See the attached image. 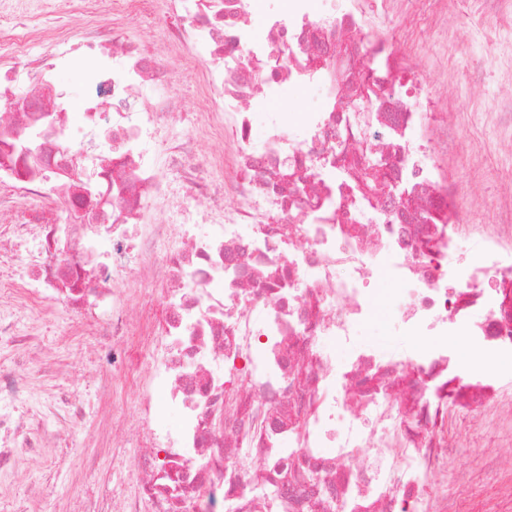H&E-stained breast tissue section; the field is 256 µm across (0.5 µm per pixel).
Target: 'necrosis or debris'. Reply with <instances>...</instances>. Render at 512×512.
<instances>
[{
	"label": "necrosis or debris",
	"mask_w": 512,
	"mask_h": 512,
	"mask_svg": "<svg viewBox=\"0 0 512 512\" xmlns=\"http://www.w3.org/2000/svg\"><path fill=\"white\" fill-rule=\"evenodd\" d=\"M159 1L0 0V346L30 351L24 372L0 363V477L32 431L84 417L78 391L38 396L37 327L63 313L121 339L94 351L101 389L143 392L110 426L138 481L92 512H470L491 456L505 481L488 500L512 512V394L487 401L492 373L448 378L462 348L512 370V180L457 268L460 213L431 174L448 140L409 138L448 115L388 40L355 39L326 0H163L180 25L134 39ZM61 4L79 28L56 23ZM78 57L76 100L58 75ZM186 79L193 112L171 91ZM292 84L316 95L299 138L267 109ZM214 139L230 150L200 159ZM365 146L386 189L365 186ZM383 279L419 345L337 367L331 344L374 319Z\"/></svg>",
	"instance_id": "1"
}]
</instances>
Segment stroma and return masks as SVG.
<instances>
[{"mask_svg":"<svg viewBox=\"0 0 512 512\" xmlns=\"http://www.w3.org/2000/svg\"><path fill=\"white\" fill-rule=\"evenodd\" d=\"M328 8L357 7L363 38H392L394 48L411 59L426 79L447 72L448 84L438 88L439 105L454 121L448 127V157L442 172L456 191V203L470 224L493 223L503 177L512 173V88L502 71L512 64V26L503 25L504 0H457L447 24L431 19L414 26L408 9L385 16L369 10L365 0H328ZM358 343L394 353L414 347L415 340L391 323L363 324ZM99 343L95 336H77L67 316L45 322L39 345L56 361L41 392L51 395L71 388L82 394L86 417L81 429L85 449L74 452L62 444L27 451L14 470L0 505L6 512H76L78 497L88 493L122 494L134 484L130 468L112 463V439L107 424L112 404L136 408L137 392L117 385L116 395L101 393L98 368L90 357Z\"/></svg>","mask_w":512,"mask_h":512,"instance_id":"stroma-1","label":"stroma"}]
</instances>
